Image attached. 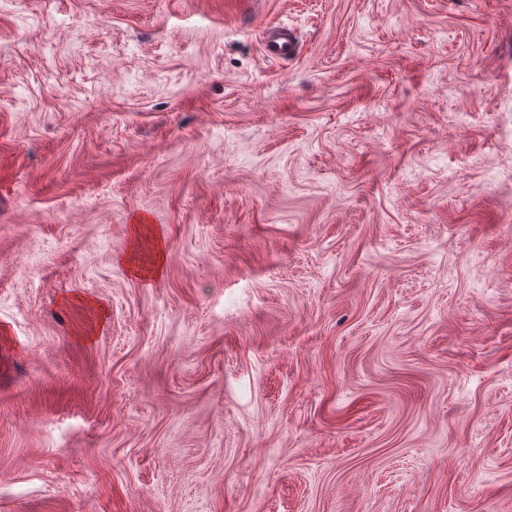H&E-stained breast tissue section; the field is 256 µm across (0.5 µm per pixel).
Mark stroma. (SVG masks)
Returning a JSON list of instances; mask_svg holds the SVG:
<instances>
[{
	"label": "stroma",
	"mask_w": 512,
	"mask_h": 512,
	"mask_svg": "<svg viewBox=\"0 0 512 512\" xmlns=\"http://www.w3.org/2000/svg\"><path fill=\"white\" fill-rule=\"evenodd\" d=\"M0 512H512V0H0ZM262 53L268 60L287 59L295 54L297 40L287 26H271L263 31Z\"/></svg>",
	"instance_id": "stroma-1"
}]
</instances>
